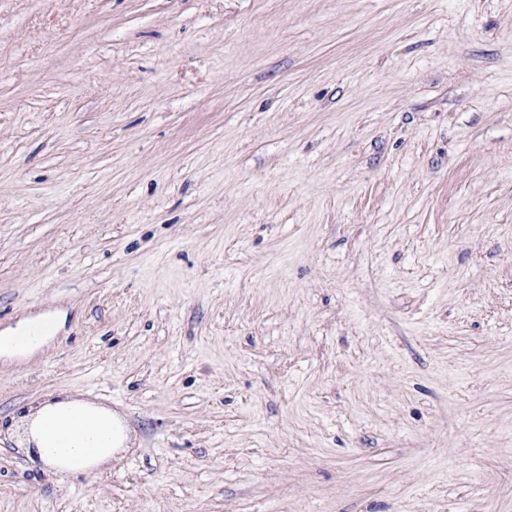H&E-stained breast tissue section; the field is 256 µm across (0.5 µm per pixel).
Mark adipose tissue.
<instances>
[{
  "label": "adipose tissue",
  "mask_w": 512,
  "mask_h": 512,
  "mask_svg": "<svg viewBox=\"0 0 512 512\" xmlns=\"http://www.w3.org/2000/svg\"><path fill=\"white\" fill-rule=\"evenodd\" d=\"M111 411L67 398L45 403L29 424L30 454L57 475L89 474L111 460L121 443Z\"/></svg>",
  "instance_id": "1"
}]
</instances>
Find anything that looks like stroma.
<instances>
[{"instance_id": "1", "label": "stroma", "mask_w": 512, "mask_h": 512, "mask_svg": "<svg viewBox=\"0 0 512 512\" xmlns=\"http://www.w3.org/2000/svg\"><path fill=\"white\" fill-rule=\"evenodd\" d=\"M0 512H512V0H0ZM70 396L94 475L22 451ZM57 330L54 318H37L23 325L17 332L0 336V348L7 352L30 349L40 344ZM119 426L109 410L68 398L54 399L32 417L29 452L57 475L89 474L112 459L121 443Z\"/></svg>"}]
</instances>
